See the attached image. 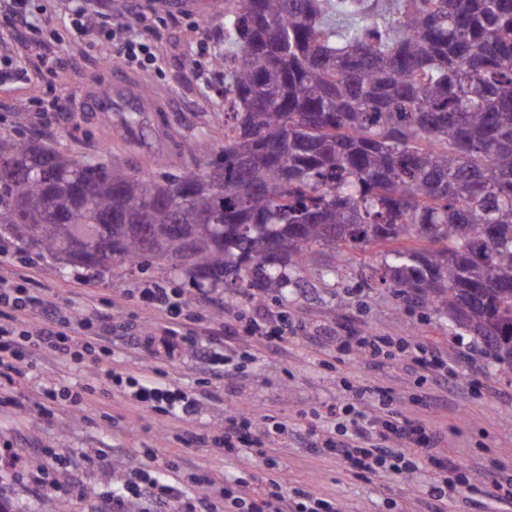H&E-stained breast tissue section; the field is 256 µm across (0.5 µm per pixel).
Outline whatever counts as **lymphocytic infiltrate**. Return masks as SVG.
I'll use <instances>...</instances> for the list:
<instances>
[{
  "label": "lymphocytic infiltrate",
  "instance_id": "lymphocytic-infiltrate-1",
  "mask_svg": "<svg viewBox=\"0 0 512 512\" xmlns=\"http://www.w3.org/2000/svg\"><path fill=\"white\" fill-rule=\"evenodd\" d=\"M69 2L64 27L75 38L89 40L100 49L119 44L126 63L136 69L157 64L156 46L145 36L154 25L151 17L138 14L131 27L120 33L101 21L106 13L105 0ZM0 7L34 34L25 48L24 59L0 54V84L21 83L32 74L45 84H52L58 62V35H45L38 19L30 16L27 0H0ZM136 302L142 310L161 314L165 321L151 331L130 333L131 344L156 356L189 355L208 365L224 364V356L203 344L199 335L187 327V302L182 289L145 288ZM128 328V323L111 311L46 300L28 288L26 279L0 275V403L11 401L16 384L31 373L38 352L48 351L73 361L87 353L108 356L112 353L113 333ZM99 381L102 390L120 387L129 403L177 421L192 420L203 412L204 394L142 374L109 368L102 371ZM354 397V402L338 409L339 414L348 418L343 433L322 435L316 445L344 463L355 477L369 480L387 472L403 475L433 457L438 439L423 424L408 418L381 420L367 416L365 405L391 403L388 391L360 387ZM256 430L252 415L238 412L225 416L223 426L211 431L210 437L223 446L225 454L251 447L266 467H275L267 444L287 439V423L278 421L266 427L267 439L263 442L257 438ZM141 454L148 459V466L127 469L120 482L102 494L101 500L108 505L109 512H337L335 502L306 489L288 488L279 478L268 479L250 495L243 477L217 479L210 473L199 472L192 478L199 492L192 495L183 484L179 461H168L165 471L160 472L151 465L157 456L155 449H142ZM106 455L102 448L76 455L48 448L42 463L35 466L26 457L0 451V471L26 474L32 488L44 490L55 484L59 470L87 471Z\"/></svg>",
  "mask_w": 512,
  "mask_h": 512
}]
</instances>
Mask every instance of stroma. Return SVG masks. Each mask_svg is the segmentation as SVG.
Listing matches in <instances>:
<instances>
[{
    "mask_svg": "<svg viewBox=\"0 0 512 512\" xmlns=\"http://www.w3.org/2000/svg\"><path fill=\"white\" fill-rule=\"evenodd\" d=\"M153 14L148 33L161 51L157 67L139 72L142 87L163 98L168 109L147 114V138L141 144L125 140L119 128L103 126L96 116L81 111L86 87L110 79L113 72L127 71L119 53L112 51L111 67L101 65L96 54L85 53L71 37H64L59 54L52 97L60 113L47 121L34 113L18 116L21 103L43 96V88L29 84L0 85V133L21 135L55 144L75 155L99 161L112 158L133 169L159 172L184 164L179 146L187 140L220 145L224 139L223 78L204 86L196 64L201 58L200 38H207L210 54L224 50V12L213 0H112V20L123 23L137 14ZM384 248L342 251L322 248L316 261L287 287L269 294L263 308L287 311L304 326L302 334L267 343L241 336L219 345L230 359V374L215 371L186 356L170 361L130 345L126 336L112 338L111 356L99 362L70 365L54 354L39 353L22 394H32L40 382L50 380L71 389H85L87 404L54 406L52 414L23 411L0 405V446L33 459L42 449L72 452L84 448H108L112 467L84 474L85 484L99 491L112 485L118 468L142 464L140 449H158L160 457H180L183 479L201 470L214 476L249 475L251 487H259L269 471L249 453L225 458L223 450L199 441H182L183 431L201 435L223 424L225 415L250 412L288 423L296 432L276 449L280 477L289 486L314 491L336 500L340 512H433L426 491L438 475L435 463L426 462L409 477L385 474L370 480L353 477L339 460L322 456L303 443L309 431L340 430L344 420L332 416L331 406L348 403L351 389L366 384L390 390L391 408L420 421L440 437L438 451L467 462L461 472L467 481L473 472H497L512 476V372L504 371L486 351L480 339L453 327L446 313L428 307H410L386 285L367 286ZM29 277L36 293L48 300L75 304L94 303L113 307L132 318L136 329L147 331L159 317L142 312L135 297L142 288L170 285L193 295V314L212 313V298L224 302L225 330L239 326L238 318L255 307L236 288L224 285L196 290L185 273L155 267L140 273L113 267L107 274L72 267L42 258L36 249L0 255V274ZM367 330L389 336L395 342L419 340L434 347L448 364V387L421 379V373L400 353L381 362L335 359V336H351ZM114 368L145 369L151 377L205 393L201 418L182 423L134 407L120 389L110 394L99 390L98 375ZM447 392L444 406L429 405L431 396ZM0 494L14 512H42L52 499L54 512H89L90 501L51 491L30 492L20 479L0 473Z\"/></svg>",
    "mask_w": 512,
    "mask_h": 512,
    "instance_id": "obj_1",
    "label": "stroma"
}]
</instances>
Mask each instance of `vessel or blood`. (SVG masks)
<instances>
[{
  "label": "vessel or blood",
  "instance_id": "obj_1",
  "mask_svg": "<svg viewBox=\"0 0 512 512\" xmlns=\"http://www.w3.org/2000/svg\"><path fill=\"white\" fill-rule=\"evenodd\" d=\"M85 109L98 114L115 112H162L164 100L143 93L139 80L130 74H115L110 83L91 86L85 95Z\"/></svg>",
  "mask_w": 512,
  "mask_h": 512
}]
</instances>
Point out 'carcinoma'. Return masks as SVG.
I'll return each mask as SVG.
<instances>
[{
  "label": "carcinoma",
  "instance_id": "1",
  "mask_svg": "<svg viewBox=\"0 0 512 512\" xmlns=\"http://www.w3.org/2000/svg\"><path fill=\"white\" fill-rule=\"evenodd\" d=\"M224 42V144L179 172L0 133V239L256 304L319 247L382 245L371 278L512 371V0H224Z\"/></svg>",
  "mask_w": 512,
  "mask_h": 512
}]
</instances>
